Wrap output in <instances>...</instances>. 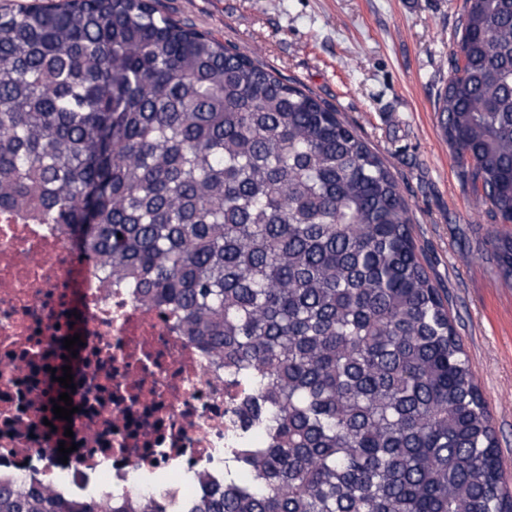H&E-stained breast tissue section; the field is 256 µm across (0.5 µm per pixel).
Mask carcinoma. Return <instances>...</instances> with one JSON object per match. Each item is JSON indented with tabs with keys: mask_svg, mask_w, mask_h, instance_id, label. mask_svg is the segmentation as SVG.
Wrapping results in <instances>:
<instances>
[{
	"mask_svg": "<svg viewBox=\"0 0 512 512\" xmlns=\"http://www.w3.org/2000/svg\"><path fill=\"white\" fill-rule=\"evenodd\" d=\"M445 138L512 219V0H464ZM0 208L68 227L250 392L187 512H512L408 203L339 113L153 0L0 12ZM512 279V234L490 237ZM0 512H98L0 484Z\"/></svg>",
	"mask_w": 512,
	"mask_h": 512,
	"instance_id": "carcinoma-1",
	"label": "carcinoma"
}]
</instances>
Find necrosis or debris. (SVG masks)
Instances as JSON below:
<instances>
[{"mask_svg": "<svg viewBox=\"0 0 512 512\" xmlns=\"http://www.w3.org/2000/svg\"><path fill=\"white\" fill-rule=\"evenodd\" d=\"M74 334L72 357L63 341ZM66 365L68 422L50 408L63 391L52 373ZM246 398L223 360L108 278L67 229L0 209L1 483L36 480L58 499H96L98 512L157 500L182 512L197 488L179 468L223 478ZM69 430L76 448L63 459Z\"/></svg>", "mask_w": 512, "mask_h": 512, "instance_id": "necrosis-or-debris-1", "label": "necrosis or debris"}]
</instances>
